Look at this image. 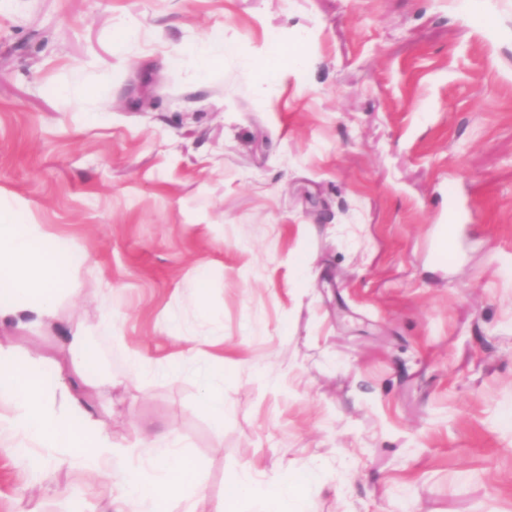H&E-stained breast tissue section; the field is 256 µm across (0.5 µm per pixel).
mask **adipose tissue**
Masks as SVG:
<instances>
[{"label":"adipose tissue","mask_w":512,"mask_h":512,"mask_svg":"<svg viewBox=\"0 0 512 512\" xmlns=\"http://www.w3.org/2000/svg\"><path fill=\"white\" fill-rule=\"evenodd\" d=\"M300 62L302 44L268 46L255 61L254 78L263 86L283 75L282 60ZM69 243L46 232L39 224H18L11 206L0 203V324L29 330L53 325L61 305L76 295L79 261L64 262ZM43 364L0 348V455L29 470L35 483L48 477L41 449L56 448L61 463H75L93 471L112 464V435L98 419L94 394L99 386L89 378L85 364L56 372L55 387H48ZM130 457L119 483L105 486L110 512H143L175 502L180 512H197L195 497L205 482L195 461L178 446L176 438L158 435L145 439ZM319 478L317 469L279 465L266 475L257 465H246L225 490L216 512H312L307 488Z\"/></svg>","instance_id":"ef3b65f1"}]
</instances>
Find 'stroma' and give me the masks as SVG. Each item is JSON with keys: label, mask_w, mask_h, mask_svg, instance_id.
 <instances>
[{"label": "stroma", "mask_w": 512, "mask_h": 512, "mask_svg": "<svg viewBox=\"0 0 512 512\" xmlns=\"http://www.w3.org/2000/svg\"><path fill=\"white\" fill-rule=\"evenodd\" d=\"M0 197L78 247L60 329L117 446L197 461L199 512L254 462L318 467L315 512H512V0H0ZM57 330L0 345L50 370ZM121 473L0 456V512H103ZM288 54V57L298 63L304 58V49L302 44L293 46H272L269 45L265 51L255 60L254 78L258 86L275 82L283 75L282 58ZM222 373L211 370L204 378V388L199 398L200 409L215 423L223 424L226 404L224 402V384Z\"/></svg>", "instance_id": "obj_1"}]
</instances>
